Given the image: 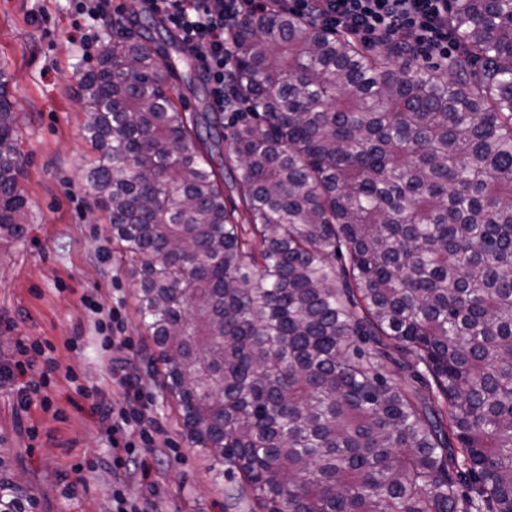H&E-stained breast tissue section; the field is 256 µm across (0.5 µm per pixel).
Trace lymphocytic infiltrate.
<instances>
[{
	"label": "lymphocytic infiltrate",
	"instance_id": "obj_1",
	"mask_svg": "<svg viewBox=\"0 0 512 512\" xmlns=\"http://www.w3.org/2000/svg\"><path fill=\"white\" fill-rule=\"evenodd\" d=\"M151 11L168 23L181 43L190 50L211 86L213 107L219 112H235L239 102L226 69L236 60L230 37L232 26L253 12L285 9L332 30H338L364 44L407 43L427 59L447 61L458 48V39L449 20V0H150ZM109 353L111 379L122 390L121 406L104 403L99 391H83L99 415L112 444V499L116 512H141L128 499L123 485L133 471L145 467L142 450L155 447L163 430L152 414L151 400L141 383L127 369L129 340L104 337ZM58 370L36 342L15 346L11 363L0 365V383L12 380L15 372H32L33 378L19 397L20 406L39 401L43 409L52 402L47 389Z\"/></svg>",
	"mask_w": 512,
	"mask_h": 512
}]
</instances>
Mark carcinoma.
Here are the masks:
<instances>
[{"mask_svg": "<svg viewBox=\"0 0 512 512\" xmlns=\"http://www.w3.org/2000/svg\"><path fill=\"white\" fill-rule=\"evenodd\" d=\"M440 71L290 12L228 122L130 31L79 78L86 180L188 445L257 512H512V0ZM0 70V237L27 200ZM241 207L224 203V174ZM0 448V512H35Z\"/></svg>", "mask_w": 512, "mask_h": 512, "instance_id": "1", "label": "carcinoma"}]
</instances>
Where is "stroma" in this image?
I'll return each instance as SVG.
<instances>
[{
	"label": "stroma",
	"mask_w": 512,
	"mask_h": 512,
	"mask_svg": "<svg viewBox=\"0 0 512 512\" xmlns=\"http://www.w3.org/2000/svg\"><path fill=\"white\" fill-rule=\"evenodd\" d=\"M70 12V0H0V68L10 77L28 202L25 236L0 240V362L22 340L45 345L59 366L49 389L51 410L34 404L18 413L24 375L0 386V443L15 449L38 512H114L111 444L97 412L78 393L97 389L105 401L123 400L83 304L93 293L104 308H120L121 333L135 345L132 369L152 394L153 415L172 447L149 475L160 489L155 512H249L247 505L225 502L224 480L183 439L175 405L150 372L134 284L126 265L110 258L109 225L85 177L91 146L83 136L87 117L78 79L97 67L98 55L84 48ZM160 32L177 61L185 110L209 109L210 87L195 60L185 58L168 26Z\"/></svg>",
	"instance_id": "stroma-1"
}]
</instances>
